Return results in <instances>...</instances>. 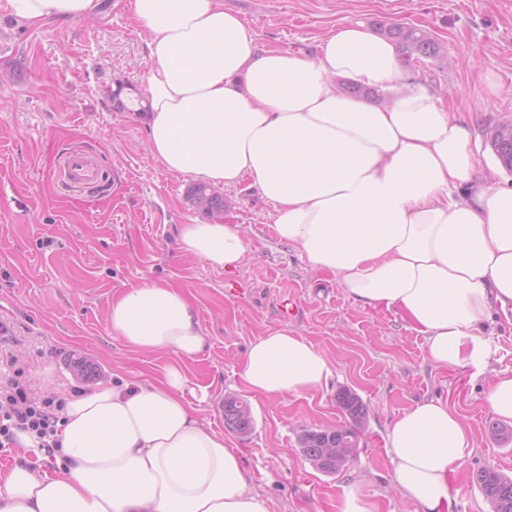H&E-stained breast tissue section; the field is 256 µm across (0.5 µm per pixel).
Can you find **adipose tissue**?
<instances>
[{"mask_svg": "<svg viewBox=\"0 0 512 512\" xmlns=\"http://www.w3.org/2000/svg\"><path fill=\"white\" fill-rule=\"evenodd\" d=\"M30 26L97 14L101 0H7ZM150 33L146 125L165 170L210 185L251 179L276 205L275 231L356 302L395 308L422 334L434 365L484 367L481 327L512 307V186L472 181L475 152L463 118L402 82L394 44L344 24L315 58L258 52L221 0H133ZM348 80L390 92L382 106L343 93ZM182 248L209 266L238 268L234 224H186ZM113 336L175 357L154 383H99L66 399L60 471L16 463L0 481V512H268L223 435L185 396L182 362L208 338L193 303L154 280L114 297ZM332 369L312 343L281 329L256 337L242 386L265 397L317 390ZM386 446L396 485L417 512H448L449 476L474 448L446 401L405 411Z\"/></svg>", "mask_w": 512, "mask_h": 512, "instance_id": "obj_1", "label": "adipose tissue"}]
</instances>
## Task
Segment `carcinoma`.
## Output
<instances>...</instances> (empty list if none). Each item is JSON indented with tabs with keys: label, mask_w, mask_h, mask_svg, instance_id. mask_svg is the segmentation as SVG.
I'll list each match as a JSON object with an SVG mask.
<instances>
[{
	"label": "carcinoma",
	"mask_w": 512,
	"mask_h": 512,
	"mask_svg": "<svg viewBox=\"0 0 512 512\" xmlns=\"http://www.w3.org/2000/svg\"><path fill=\"white\" fill-rule=\"evenodd\" d=\"M376 30L392 41L407 61L413 59L423 63L439 53L438 44L423 29L378 23ZM491 144L501 164L512 171V124L496 127ZM189 199L209 216L218 218L224 214V198L211 192L205 184L193 186ZM336 403L348 418V424L327 430L304 429L298 436L301 454L316 470L326 474H336L347 466L360 445L361 429L368 418L367 405L350 389L338 391ZM224 420L229 429L239 434H247L253 428L250 406L237 395L224 398ZM474 482L489 500L494 512H512V478L483 468L477 471Z\"/></svg>",
	"instance_id": "1"
}]
</instances>
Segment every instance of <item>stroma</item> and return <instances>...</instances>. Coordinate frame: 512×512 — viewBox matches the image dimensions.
<instances>
[{
  "label": "stroma",
  "instance_id": "35a3bbf8",
  "mask_svg": "<svg viewBox=\"0 0 512 512\" xmlns=\"http://www.w3.org/2000/svg\"><path fill=\"white\" fill-rule=\"evenodd\" d=\"M238 14L259 49L315 58L323 38L352 22L410 24L440 45L426 63L402 62L412 85L462 113L480 150L479 182L512 181L491 136L512 120V0H222ZM148 33L132 0H102L99 14L75 24L20 23L0 0V320L11 336L0 350L14 355L34 397L121 378L160 379L172 355L132 349L111 335L113 297L156 280L189 296L208 335L206 350L188 361V401L199 420L222 432L252 477L268 512H338L346 488L357 487L378 512H411L393 480L386 448L392 422L417 403L447 401L474 434L475 446L452 475V512H492L472 481L491 467L512 477V422L497 423L484 394L492 376L512 374V323L493 318L485 329L491 353L483 370L443 369L428 358L424 336L397 310L356 303L335 275L312 268L299 249L279 240L274 205L251 180L221 189L223 221L240 225L247 251L224 271L185 254L179 230L205 222L188 199L194 180L167 172L153 157L143 113L118 108L114 93L141 98L151 67ZM92 152L111 182L92 206L51 178L64 150ZM243 286L224 292L226 277ZM296 302L281 317L279 303ZM288 329L312 343L332 368L328 382L302 396L245 393L238 371L256 337ZM369 408L360 448L335 475L302 456V429L345 424L339 390ZM228 393L245 395L249 434L228 430ZM499 432H492V425Z\"/></svg>",
  "mask_w": 512,
  "mask_h": 512
}]
</instances>
